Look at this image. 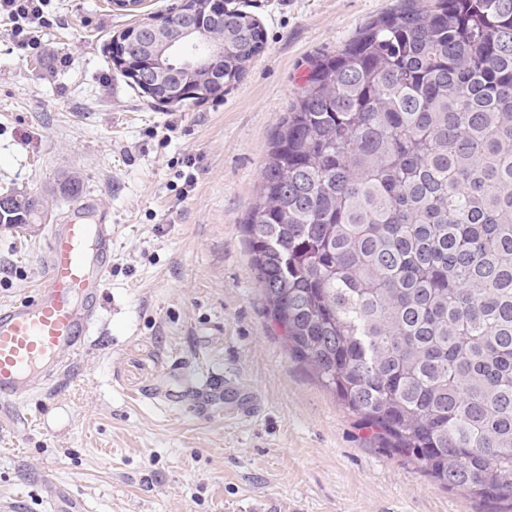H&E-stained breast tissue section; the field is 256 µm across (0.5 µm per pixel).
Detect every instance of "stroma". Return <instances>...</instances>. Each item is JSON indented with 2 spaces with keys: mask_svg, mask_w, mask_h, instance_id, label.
I'll return each instance as SVG.
<instances>
[{
  "mask_svg": "<svg viewBox=\"0 0 512 512\" xmlns=\"http://www.w3.org/2000/svg\"><path fill=\"white\" fill-rule=\"evenodd\" d=\"M235 2L262 25L263 52L222 95L179 105L114 69L112 40L139 15L111 0H51L37 52L0 24V190L44 211L0 227V304L32 295L51 226L80 201L112 214L87 349L22 416L0 412V512H45L49 484L91 512H493L381 447L290 359L242 232L312 60L402 0ZM209 373L249 387L248 417L196 393ZM175 385L180 403L151 400Z\"/></svg>",
  "mask_w": 512,
  "mask_h": 512,
  "instance_id": "1",
  "label": "stroma"
}]
</instances>
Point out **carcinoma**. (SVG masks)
<instances>
[{"mask_svg": "<svg viewBox=\"0 0 512 512\" xmlns=\"http://www.w3.org/2000/svg\"><path fill=\"white\" fill-rule=\"evenodd\" d=\"M208 2L224 54L194 80L217 96L265 38ZM6 196L0 223H34L36 198ZM243 232L294 361L382 447L512 508V0H404L318 57Z\"/></svg>", "mask_w": 512, "mask_h": 512, "instance_id": "obj_1", "label": "carcinoma"}]
</instances>
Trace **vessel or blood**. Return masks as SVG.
I'll return each mask as SVG.
<instances>
[{
    "label": "vessel or blood",
    "mask_w": 512,
    "mask_h": 512,
    "mask_svg": "<svg viewBox=\"0 0 512 512\" xmlns=\"http://www.w3.org/2000/svg\"><path fill=\"white\" fill-rule=\"evenodd\" d=\"M101 209L84 200L54 225L31 297L0 305V408L44 390L86 349L112 268V227L89 220Z\"/></svg>",
    "instance_id": "obj_1"
}]
</instances>
